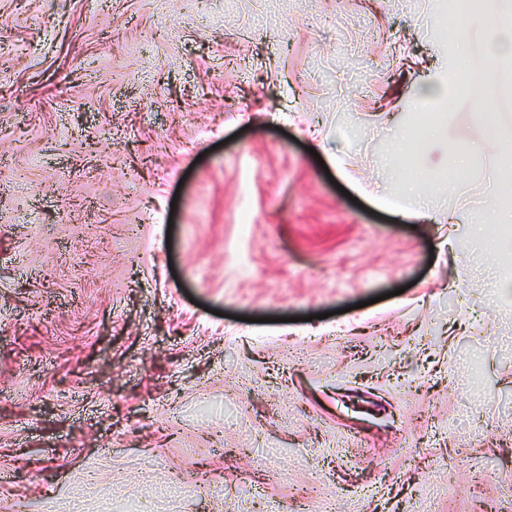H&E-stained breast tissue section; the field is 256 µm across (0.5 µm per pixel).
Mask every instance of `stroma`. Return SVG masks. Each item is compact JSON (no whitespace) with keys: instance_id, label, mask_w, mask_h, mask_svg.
Segmentation results:
<instances>
[{"instance_id":"1","label":"stroma","mask_w":512,"mask_h":512,"mask_svg":"<svg viewBox=\"0 0 512 512\" xmlns=\"http://www.w3.org/2000/svg\"><path fill=\"white\" fill-rule=\"evenodd\" d=\"M445 13L0 0V512H512V297L386 163L431 82L415 165L485 139ZM508 191L489 153L431 202Z\"/></svg>"}]
</instances>
